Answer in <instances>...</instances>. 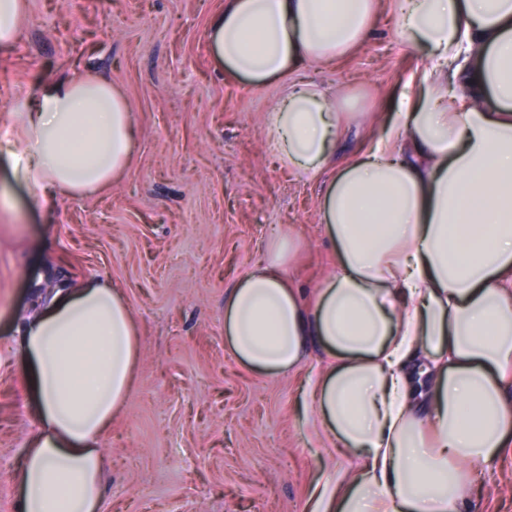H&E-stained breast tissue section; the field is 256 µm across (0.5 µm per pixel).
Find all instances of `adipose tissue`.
<instances>
[{"mask_svg":"<svg viewBox=\"0 0 512 512\" xmlns=\"http://www.w3.org/2000/svg\"><path fill=\"white\" fill-rule=\"evenodd\" d=\"M377 0H224L206 31L215 67L253 85L288 79L267 141L299 179L326 177L322 222L336 269L312 308L287 273L300 242L275 235L224 302L229 353L296 370L309 342L329 361L310 385L320 436L357 462L313 512H470V465L512 446V0H397V33L426 51L394 119L338 171L345 99L294 79L344 58ZM15 179L89 195L136 146L123 91L89 70L12 111ZM37 431L14 475L16 512H99L102 442L139 359L122 288L55 290L28 318Z\"/></svg>","mask_w":512,"mask_h":512,"instance_id":"obj_1","label":"adipose tissue"}]
</instances>
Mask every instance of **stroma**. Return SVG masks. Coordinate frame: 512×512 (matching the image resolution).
<instances>
[{
  "mask_svg": "<svg viewBox=\"0 0 512 512\" xmlns=\"http://www.w3.org/2000/svg\"><path fill=\"white\" fill-rule=\"evenodd\" d=\"M224 0H28L14 49L0 52V145L10 108L79 66L127 96L137 148L101 192L30 203L0 153V512H15L13 475L34 435L35 399L20 329L45 282L124 289L141 356L106 435L101 512H305L318 482L355 462L322 442L305 388L327 363L309 345L292 373L255 372L226 349L224 300L292 233L290 269L307 297L334 268L321 221L323 182L282 169L263 119L285 81L260 88L216 70L205 32ZM396 0H378L371 34L338 64L300 78L383 116L426 58L396 35ZM472 512H512V447L476 465Z\"/></svg>",
  "mask_w": 512,
  "mask_h": 512,
  "instance_id": "35a3bbf8",
  "label": "stroma"
}]
</instances>
